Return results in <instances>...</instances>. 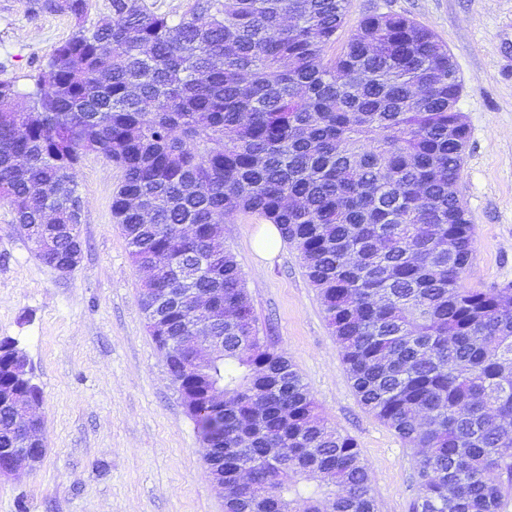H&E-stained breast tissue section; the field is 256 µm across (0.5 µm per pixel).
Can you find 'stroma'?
<instances>
[{"label": "stroma", "mask_w": 512, "mask_h": 512, "mask_svg": "<svg viewBox=\"0 0 512 512\" xmlns=\"http://www.w3.org/2000/svg\"><path fill=\"white\" fill-rule=\"evenodd\" d=\"M109 12L110 0H90L80 20L0 0V79L28 92L55 47ZM384 12L431 29L462 82L469 139L457 190L475 226L463 284H512V0H350L343 36ZM121 179L95 154L74 171L83 258L65 275L39 261L0 201V340L24 352L42 391L47 448L37 466L0 477V512H224L196 423L146 329L142 274L112 219ZM264 226L241 214L224 227L260 336L294 364L325 422L354 439L378 512H412V450L359 402L299 252L286 243L269 257L256 251Z\"/></svg>", "instance_id": "obj_1"}]
</instances>
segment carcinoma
Wrapping results in <instances>:
<instances>
[{
  "instance_id": "1",
  "label": "carcinoma",
  "mask_w": 512,
  "mask_h": 512,
  "mask_svg": "<svg viewBox=\"0 0 512 512\" xmlns=\"http://www.w3.org/2000/svg\"><path fill=\"white\" fill-rule=\"evenodd\" d=\"M82 18L89 0H34ZM349 0H194L174 21L146 0L56 47L25 94L0 79V200L51 266L80 239L71 172L88 153L134 264L159 266L154 341L187 336L181 292L209 293L224 355L180 382L205 460L224 455L225 512H376L355 441L327 425L297 370L258 336L243 274L220 245L241 213L300 253L364 408L416 451L414 512H501L512 475V285L466 288L474 226L459 180L469 137L447 46L398 13L339 42ZM153 203L146 218L135 206ZM0 342V448L40 389ZM249 479L241 481V472Z\"/></svg>"
}]
</instances>
